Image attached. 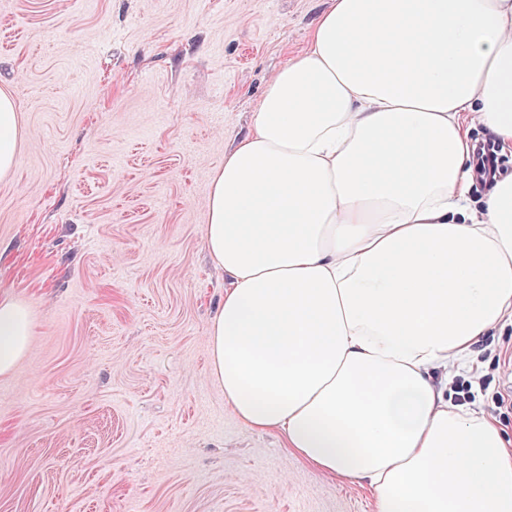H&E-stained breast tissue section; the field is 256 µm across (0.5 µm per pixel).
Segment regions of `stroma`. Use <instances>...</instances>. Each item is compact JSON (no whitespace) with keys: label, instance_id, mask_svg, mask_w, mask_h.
<instances>
[{"label":"stroma","instance_id":"1","mask_svg":"<svg viewBox=\"0 0 512 512\" xmlns=\"http://www.w3.org/2000/svg\"><path fill=\"white\" fill-rule=\"evenodd\" d=\"M327 0H6L0 89L23 126L0 179V294L35 323L0 377V512H377L371 489L245 427L210 373L227 280L214 170ZM476 400L512 435V325Z\"/></svg>","mask_w":512,"mask_h":512}]
</instances>
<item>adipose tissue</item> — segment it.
Segmentation results:
<instances>
[{
	"label": "adipose tissue",
	"instance_id": "adipose-tissue-1",
	"mask_svg": "<svg viewBox=\"0 0 512 512\" xmlns=\"http://www.w3.org/2000/svg\"><path fill=\"white\" fill-rule=\"evenodd\" d=\"M466 112L512 145V0H330L211 180L226 407L378 512H512V440L448 399L512 320V174L471 211ZM20 133L0 90V177ZM33 334L0 295V376Z\"/></svg>",
	"mask_w": 512,
	"mask_h": 512
}]
</instances>
